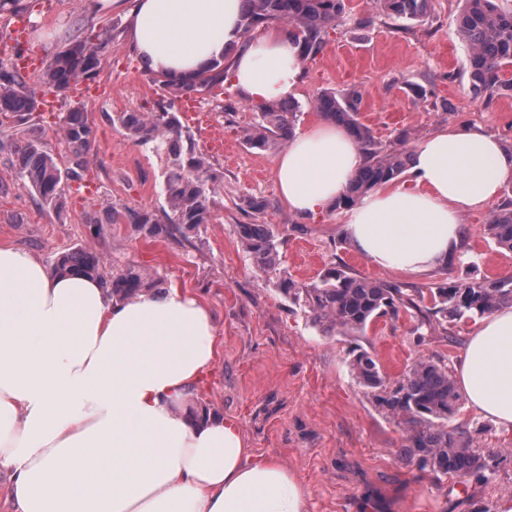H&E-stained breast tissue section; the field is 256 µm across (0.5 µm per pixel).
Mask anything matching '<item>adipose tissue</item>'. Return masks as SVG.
I'll use <instances>...</instances> for the list:
<instances>
[{"label":"adipose tissue","instance_id":"obj_1","mask_svg":"<svg viewBox=\"0 0 512 512\" xmlns=\"http://www.w3.org/2000/svg\"><path fill=\"white\" fill-rule=\"evenodd\" d=\"M124 11L150 73L184 81L241 39L244 0H86ZM299 48L270 32L238 51L229 78L253 103L293 95ZM363 156L344 128L316 123L279 152L283 202L307 218L332 209ZM512 179V146L480 126L442 129L411 156L410 179L349 210L355 251L382 270L443 266L467 241L466 213ZM218 355L217 323L177 289L114 297L100 279L49 272L0 246V485L14 512H308L279 460L253 454L235 418L197 401ZM469 408L512 428V308L486 316L455 371Z\"/></svg>","mask_w":512,"mask_h":512}]
</instances>
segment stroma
<instances>
[{
	"mask_svg": "<svg viewBox=\"0 0 512 512\" xmlns=\"http://www.w3.org/2000/svg\"><path fill=\"white\" fill-rule=\"evenodd\" d=\"M29 20L23 54L49 59L76 37L108 28L114 40L94 82L104 94L85 100L95 130L94 157L68 204L58 213L42 207L14 164L0 156V243L41 258H56L78 246L96 253L105 272L133 265L213 310L221 342L213 374L201 394L211 410L237 419L251 450L279 459L304 484L309 512H497L512 498V430L460 407L450 426L475 434L487 463V478L439 477L402 456L406 432L374 405L350 372L348 352L375 351L390 378L419 359L455 367L475 327L464 320L447 335L412 334L415 319L380 320L365 335L328 336L278 290L280 276L311 282L330 264L376 280L427 288L444 280L491 279L512 274V252L500 249L483 228L512 199V180L484 209L463 217L468 243L453 265L413 276L372 267L345 233L346 214L329 210L312 219L294 216L281 200L274 176L275 151L249 148L245 133L256 107L231 83L220 102L193 105L172 97L142 69L128 39L123 12L93 15L82 0H23ZM350 13L330 29L315 59L303 65L294 96L302 105L297 126L317 113L310 104L324 90L358 91L360 119L383 144L409 131L404 149L443 128L479 125L512 145V92L493 100L477 97L467 72V48L458 36L459 0H432L426 17H389L379 0H349ZM170 106L195 134L199 148L224 173L215 198L214 221L190 237L144 235L129 215L163 208L159 158L113 127L116 112L156 111ZM268 201L261 214L244 213L243 197ZM121 214L107 220L108 207ZM101 228H93L94 219ZM273 224L280 233V275L262 273L243 252L237 227Z\"/></svg>",
	"mask_w": 512,
	"mask_h": 512,
	"instance_id": "35a3bbf8",
	"label": "stroma"
}]
</instances>
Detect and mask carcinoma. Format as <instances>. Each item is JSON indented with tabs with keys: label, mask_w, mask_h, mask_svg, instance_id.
Instances as JSON below:
<instances>
[{
	"label": "carcinoma",
	"mask_w": 512,
	"mask_h": 512,
	"mask_svg": "<svg viewBox=\"0 0 512 512\" xmlns=\"http://www.w3.org/2000/svg\"><path fill=\"white\" fill-rule=\"evenodd\" d=\"M243 32L283 24L300 47L302 61L314 59L323 49L328 29L346 12L345 0H245ZM388 15L397 19L420 20L428 13L430 0H380ZM458 32L468 49V66L474 91L492 100L512 91V8L497 0H463ZM114 40L112 30L95 39L75 40L44 62L36 83L16 67L0 69V115L10 114L15 123L0 127V153L16 157L19 177L38 196L41 204L60 212L66 207L70 183L80 182L93 153L95 133L83 104L75 98L76 87L93 79L102 69L106 48ZM225 78V68L207 70L190 81L174 84L164 76L156 81L179 96L190 98L206 92L217 98L216 87ZM49 89L64 109L56 135L68 147L70 166L59 167L49 148L45 131H36L41 112L40 90ZM360 96L323 91L313 102L320 117L343 127L361 150L364 163L355 173L347 191L334 208L351 209L357 201L398 179L409 158L401 145L387 146L376 140L372 130L359 120ZM258 120L246 131L245 143L254 149L270 150L284 145L293 134L300 106L268 103L257 106ZM112 125L121 129L134 144L146 147L162 163V193L166 209L162 214L138 213L132 223L149 228V233L177 231L182 236L212 220L215 196L223 182L209 157L196 143L193 132L182 125L174 112H121L112 116ZM484 234L499 247L512 251V207L493 213L484 225ZM242 250L259 270L277 273L282 264L279 232L272 224H240ZM61 273H82L100 277L121 295L141 288H157L160 281L148 272L127 266L105 274L94 251L77 247L54 263ZM280 292L299 306L312 325L330 335L365 334L376 320L396 317L400 311H417L413 333L427 330L448 335V325L482 318L498 309L512 307V276L496 279L440 283L428 291L372 280L353 273L346 266H331L309 283L280 279ZM432 306H424L425 295ZM350 372L371 394L382 412L404 424L406 444L401 453L437 476L484 477L487 464L467 431L448 426V418L460 401L448 365L431 360L416 361L401 378L390 382L377 355L362 348L350 351Z\"/></svg>",
	"instance_id": "carcinoma-1"
}]
</instances>
